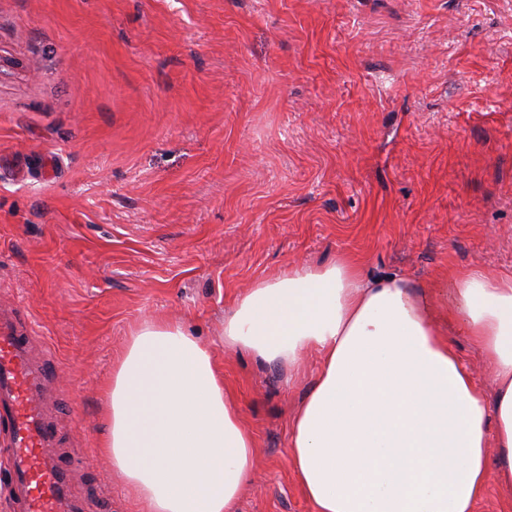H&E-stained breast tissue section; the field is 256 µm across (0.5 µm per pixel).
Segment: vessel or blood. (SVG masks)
<instances>
[{
  "label": "vessel or blood",
  "instance_id": "b4317fda",
  "mask_svg": "<svg viewBox=\"0 0 512 512\" xmlns=\"http://www.w3.org/2000/svg\"><path fill=\"white\" fill-rule=\"evenodd\" d=\"M32 341L14 317H0V431L24 512H77L70 468L52 453L57 433L45 408L49 377L30 353Z\"/></svg>",
  "mask_w": 512,
  "mask_h": 512
}]
</instances>
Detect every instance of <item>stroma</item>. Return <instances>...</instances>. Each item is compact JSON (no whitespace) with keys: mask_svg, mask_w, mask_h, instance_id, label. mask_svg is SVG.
<instances>
[{"mask_svg":"<svg viewBox=\"0 0 512 512\" xmlns=\"http://www.w3.org/2000/svg\"><path fill=\"white\" fill-rule=\"evenodd\" d=\"M340 253L427 287L512 275V0H0V311L59 381L80 512H140L102 388L147 317L211 346L257 436L239 512H312L288 420L317 356L263 366L220 328L254 280Z\"/></svg>","mask_w":512,"mask_h":512,"instance_id":"obj_1","label":"stroma"}]
</instances>
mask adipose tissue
I'll return each mask as SVG.
<instances>
[{
	"label": "adipose tissue",
	"mask_w": 512,
	"mask_h": 512,
	"mask_svg": "<svg viewBox=\"0 0 512 512\" xmlns=\"http://www.w3.org/2000/svg\"><path fill=\"white\" fill-rule=\"evenodd\" d=\"M460 328L496 385L486 397L407 276L348 254L256 280L224 316V346L261 365L318 366L288 424L313 512H476L512 494V275L451 276ZM101 450L144 512H238L258 459L208 344L146 319L103 390ZM477 512H512V498L495 485H490L477 505Z\"/></svg>",
	"instance_id": "adipose-tissue-1"
}]
</instances>
